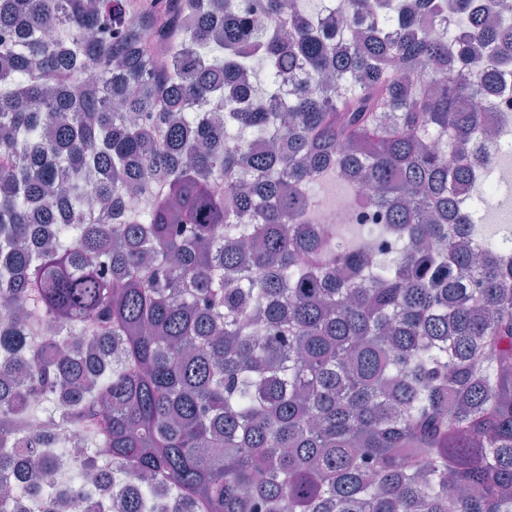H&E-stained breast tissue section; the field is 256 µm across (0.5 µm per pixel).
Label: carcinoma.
I'll use <instances>...</instances> for the list:
<instances>
[{"instance_id": "carcinoma-1", "label": "carcinoma", "mask_w": 512, "mask_h": 512, "mask_svg": "<svg viewBox=\"0 0 512 512\" xmlns=\"http://www.w3.org/2000/svg\"><path fill=\"white\" fill-rule=\"evenodd\" d=\"M499 7L0 0V512H512V250L457 195ZM377 212L365 194L355 197L346 194L331 204H325L317 211L315 224H372Z\"/></svg>"}]
</instances>
